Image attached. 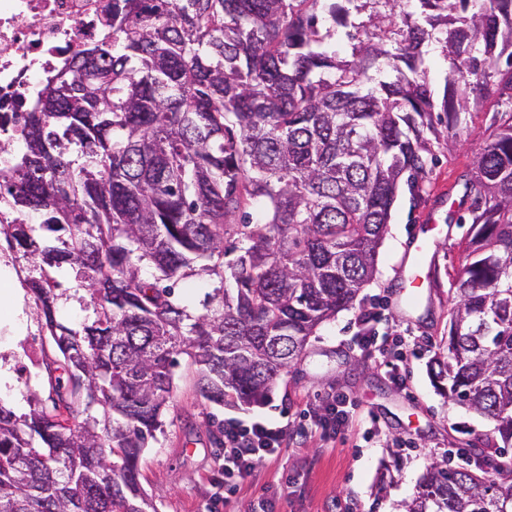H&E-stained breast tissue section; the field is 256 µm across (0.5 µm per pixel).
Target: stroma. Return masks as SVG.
Masks as SVG:
<instances>
[{"instance_id":"1","label":"stroma","mask_w":512,"mask_h":512,"mask_svg":"<svg viewBox=\"0 0 512 512\" xmlns=\"http://www.w3.org/2000/svg\"><path fill=\"white\" fill-rule=\"evenodd\" d=\"M510 110L506 103L481 102L466 116L474 137L456 146L431 139L437 160L428 165L419 194L401 189L375 280L354 308L311 337L302 360L277 381L268 401L210 404L196 392L195 366L180 358L164 432L149 441L141 460V487L157 512H209L225 496L224 448L217 438L228 418L284 423L288 438L219 512H344L349 500L358 512H404L420 477L433 462L447 459L450 449H466V468L478 467L490 452L493 425L448 401L435 387L429 363L445 347L450 280L470 231L469 225L449 223V200L461 191L460 177L494 119ZM414 239L425 250L413 288L399 280L396 268ZM369 308L377 318L365 325L360 317ZM399 329L422 343L402 385L388 373L387 354L356 344L359 336H391ZM54 355L31 293L24 292L21 313L0 305V369L10 377L0 403L21 415L29 411L31 397L47 398L51 386L44 363ZM335 394L353 400L357 416L345 439L326 441L316 434L315 422L323 401Z\"/></svg>"}]
</instances>
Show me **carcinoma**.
Instances as JSON below:
<instances>
[{"label":"carcinoma","instance_id":"carcinoma-1","mask_svg":"<svg viewBox=\"0 0 512 512\" xmlns=\"http://www.w3.org/2000/svg\"><path fill=\"white\" fill-rule=\"evenodd\" d=\"M431 45L448 63L438 105ZM489 99L512 103V0H112V34L72 51L0 138V240L32 263L46 370L63 371L29 413L0 403V512H156L139 462L177 356L204 400L264 401L374 280L401 186L435 161L424 130L455 139ZM457 211L470 238L431 375L511 448V112ZM188 278L220 283L201 314L176 297ZM64 298L79 324L58 320ZM485 464L433 463L405 512H512V463Z\"/></svg>","mask_w":512,"mask_h":512}]
</instances>
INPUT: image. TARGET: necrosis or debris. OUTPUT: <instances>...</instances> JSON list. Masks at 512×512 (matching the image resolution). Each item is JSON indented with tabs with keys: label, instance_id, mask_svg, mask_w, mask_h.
<instances>
[{
	"label": "necrosis or debris",
	"instance_id": "obj_1",
	"mask_svg": "<svg viewBox=\"0 0 512 512\" xmlns=\"http://www.w3.org/2000/svg\"><path fill=\"white\" fill-rule=\"evenodd\" d=\"M112 0H0V113L32 92L77 45L110 29Z\"/></svg>",
	"mask_w": 512,
	"mask_h": 512
}]
</instances>
